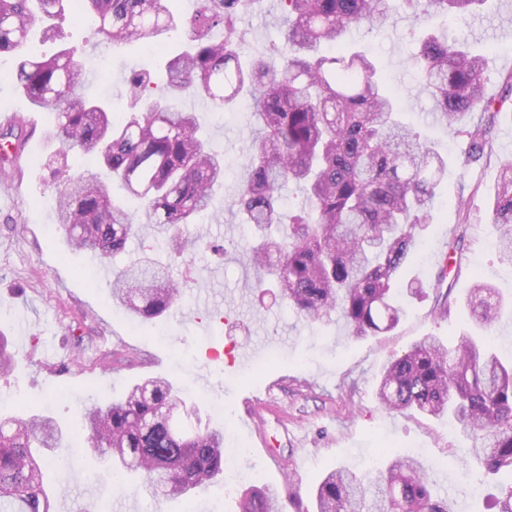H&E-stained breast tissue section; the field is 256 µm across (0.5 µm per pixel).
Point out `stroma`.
<instances>
[{"label":"stroma","instance_id":"35a3bbf8","mask_svg":"<svg viewBox=\"0 0 512 512\" xmlns=\"http://www.w3.org/2000/svg\"><path fill=\"white\" fill-rule=\"evenodd\" d=\"M60 27L65 44L84 62L96 64L87 94L106 100L118 116L129 107L125 72L163 68L190 35L181 24L158 43L114 49L100 43L84 17L67 14ZM286 27L277 0H252L237 19L248 47L273 63ZM426 27L487 54L486 95L500 97L512 74V0H487L477 14L447 23L434 16ZM414 28L400 8L387 29L358 32L360 46L370 50L386 75L403 120L448 159V175L436 189L420 243L426 256L400 274L401 283H418L422 292L404 297L403 317L384 336H352L340 320L307 322L275 291L251 288L245 250L252 232L228 207L248 160L251 104L243 100L218 110L191 94L185 106L224 155V186L211 209L189 227L199 239L197 247L172 265L171 276L182 286L174 313L142 321L117 307L102 266L69 250L56 224V190L45 166L56 149L48 137L53 116L35 108L7 80L13 60L0 57V113L18 117L0 123V143H19L22 170L12 180L0 175V329L17 360L14 372L0 375V412L42 411L69 431L67 449L47 468L50 488L63 492L60 512L80 506L125 512L129 504L135 512H236L241 491L263 484L284 497L296 492L300 512H313L314 490L326 472L338 467L364 472L394 454L416 457L458 512H489L502 479L475 463L462 466L467 448L460 431L443 420L386 412L375 396L380 371L391 357L425 337L444 339L457 331L474 280L493 284L512 302V266L497 249L489 209L500 164L512 159V101L495 117L478 110L467 116L471 126L493 120L494 130L490 156L466 164L465 138L433 117L430 95L410 70ZM464 208L470 213L466 224L460 216ZM460 233L465 236L462 270L442 272L440 261ZM441 283L452 288L445 319L434 314ZM76 322L82 325L79 344L70 330ZM158 376L178 383L189 402L223 425L225 449L245 451L238 468H226L218 484L189 497L165 499L144 488L119 492L117 478L85 452L78 433L84 404L119 399L132 384ZM253 397L265 404L255 427L246 425L243 410ZM261 432L275 459L267 458L269 448L260 447Z\"/></svg>","mask_w":512,"mask_h":512}]
</instances>
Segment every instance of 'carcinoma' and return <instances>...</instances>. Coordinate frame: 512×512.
<instances>
[{"mask_svg":"<svg viewBox=\"0 0 512 512\" xmlns=\"http://www.w3.org/2000/svg\"><path fill=\"white\" fill-rule=\"evenodd\" d=\"M252 0H199L189 19L190 46L171 56L162 82L145 68L131 72L126 90L138 108L121 118L84 93L90 74L75 49L23 54L33 29L66 9L97 21L112 45L148 41L176 29L167 0H0V55L18 56L11 80L39 109L54 113L50 138L57 160L45 166L59 189L57 221L76 252L112 262L145 225L151 236L171 240L180 255L190 243L188 225L208 211L214 187L224 182V155L207 147L195 115L179 95L195 89L216 109L251 100L255 136L233 202L242 222L259 232L286 224L280 239L265 236L251 247L253 288L274 280L280 296L311 322L340 315L353 336L390 331L403 312L394 286L415 256L429 220L434 189L446 164L432 146L398 117L374 60L347 45L366 24L387 27L394 0H280L287 18L280 63L250 51L236 17ZM415 22L430 11L471 14L486 0H401ZM224 32L221 39L215 32ZM433 111L467 140L466 164L491 151L490 126L464 125L475 109L498 112L485 97L487 60L441 33H428L410 58ZM90 156L140 201L135 220L112 200L111 184L70 176L67 157ZM293 183L306 202L283 212L281 189ZM492 221L501 253L512 265V161L500 166ZM170 265L137 260L112 275V299L140 320L165 316L180 297ZM502 298L481 280L471 288L465 321L488 327L501 315ZM16 359L0 334V375ZM376 397L386 411H415L434 419L452 416L471 442V457L489 475L512 476V363L468 330L447 347L427 336L386 365ZM166 378L134 385L120 400L83 414L86 448L112 459L116 473L142 477L167 497L215 484L224 473V429L210 426L200 409L194 422ZM62 428L43 414L0 418V512H57L44 487V453L58 446ZM316 512H453L434 492L419 461L397 456L364 477L339 468L316 490ZM279 493L245 490L238 512H283Z\"/></svg>","mask_w":512,"mask_h":512,"instance_id":"carcinoma-1","label":"carcinoma"}]
</instances>
